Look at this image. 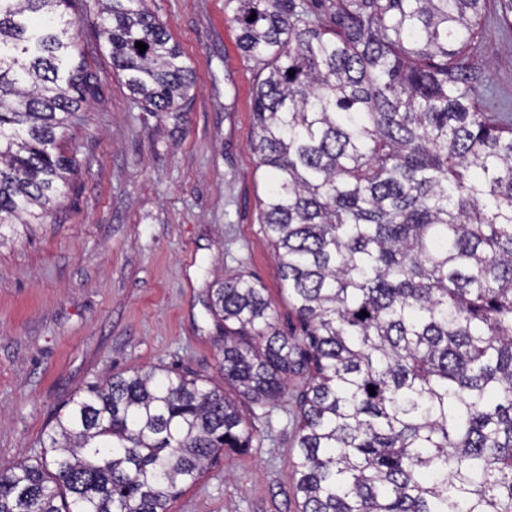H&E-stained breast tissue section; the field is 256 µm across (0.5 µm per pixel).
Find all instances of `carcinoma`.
<instances>
[{"label":"carcinoma","instance_id":"cac0c4a2","mask_svg":"<svg viewBox=\"0 0 512 512\" xmlns=\"http://www.w3.org/2000/svg\"><path fill=\"white\" fill-rule=\"evenodd\" d=\"M72 2L0 0L1 225L44 223L77 167L59 141L97 78L59 24ZM98 2L131 99L181 111L196 82L146 0ZM224 14L260 65V223L301 335L263 285L225 280L209 311L236 397L145 368L92 384L55 415L51 461L0 466V512H168L212 456L252 447L240 404L292 375L301 512H512V111L488 101L480 40L512 35V0Z\"/></svg>","mask_w":512,"mask_h":512}]
</instances>
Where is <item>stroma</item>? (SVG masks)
<instances>
[{
    "label": "stroma",
    "mask_w": 512,
    "mask_h": 512,
    "mask_svg": "<svg viewBox=\"0 0 512 512\" xmlns=\"http://www.w3.org/2000/svg\"><path fill=\"white\" fill-rule=\"evenodd\" d=\"M197 84L178 115L133 102L112 72L96 0L64 11L98 78L64 145L79 167L45 223L0 228V464L32 463L53 414L76 392L141 367L220 380L222 342L207 309L224 279L266 288L281 331H300L280 296L259 222L267 182L251 150L258 68L224 0H148ZM491 103L512 101V39L487 27ZM243 405L251 448L216 455L169 512H299L296 395Z\"/></svg>",
    "instance_id": "stroma-1"
}]
</instances>
